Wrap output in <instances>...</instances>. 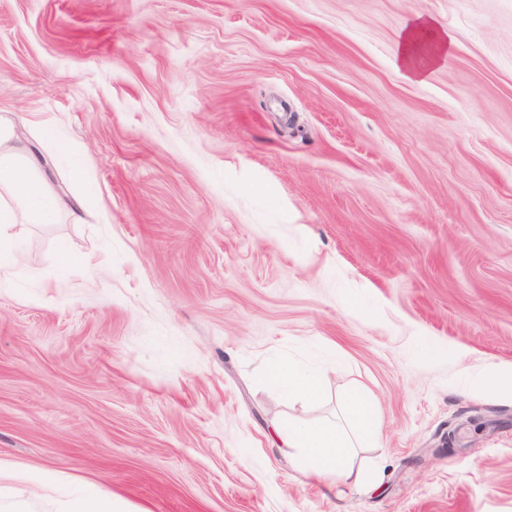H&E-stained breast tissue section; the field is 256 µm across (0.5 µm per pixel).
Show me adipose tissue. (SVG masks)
<instances>
[{"mask_svg":"<svg viewBox=\"0 0 512 512\" xmlns=\"http://www.w3.org/2000/svg\"><path fill=\"white\" fill-rule=\"evenodd\" d=\"M452 44L447 29L429 15L418 14L401 30L395 55L398 70L410 78L424 77L443 61ZM58 210L56 198L26 162L23 146L15 144L9 127L0 125V275H9L23 263V254L10 229L20 215L51 222ZM266 379L300 398L318 397L319 375L299 374L289 363L272 361L262 369ZM345 423L288 425L278 433L282 445L296 449L298 462L318 480L333 485L358 483L365 471L356 466L354 450L377 441L379 421L365 394H353L345 408Z\"/></svg>","mask_w":512,"mask_h":512,"instance_id":"1","label":"adipose tissue"}]
</instances>
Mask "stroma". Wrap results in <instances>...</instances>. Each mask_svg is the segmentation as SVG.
Wrapping results in <instances>:
<instances>
[{
    "instance_id": "1",
    "label": "stroma",
    "mask_w": 512,
    "mask_h": 512,
    "mask_svg": "<svg viewBox=\"0 0 512 512\" xmlns=\"http://www.w3.org/2000/svg\"><path fill=\"white\" fill-rule=\"evenodd\" d=\"M416 13L454 37L421 83ZM0 122L61 200L0 285L28 512H512V398L465 391L512 365V0H0ZM355 391L366 478L319 482L277 431ZM451 45L452 37L446 28L430 15L416 14L398 36L396 67L407 77H424L445 59ZM262 372L266 379L288 391L289 396L317 398L321 391V378L318 374L301 375L289 363L268 362ZM61 512H130L124 504L112 497L79 498L70 502H62Z\"/></svg>"
}]
</instances>
